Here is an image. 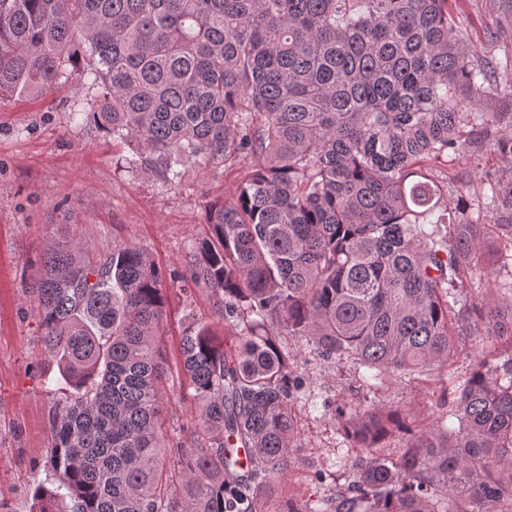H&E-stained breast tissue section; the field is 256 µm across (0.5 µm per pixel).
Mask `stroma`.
Wrapping results in <instances>:
<instances>
[{"label": "stroma", "instance_id": "obj_1", "mask_svg": "<svg viewBox=\"0 0 512 512\" xmlns=\"http://www.w3.org/2000/svg\"><path fill=\"white\" fill-rule=\"evenodd\" d=\"M455 20L482 56L499 62L492 79L499 94L512 92V69L502 66L512 59V0H459ZM95 96L64 78L41 95L0 104V498L12 512H30L29 488L45 479L43 464L50 454L51 389L58 368L40 342L38 311L26 293L44 250L67 224L94 254L109 252L117 242L132 243L164 269H185L191 244L210 232L203 202L232 186L223 173L199 164L188 165L182 184L172 188L123 171L120 161L132 146L113 142L93 122L74 117ZM481 169L512 177V158L471 147L437 166L435 175L453 194ZM504 245L497 237L488 242L471 279L458 290L463 301L479 299L499 276ZM213 302L205 288L187 294L171 289L156 338L169 369L167 439L188 448L197 446L198 435L179 339L188 314L223 333ZM280 342L304 394L294 405L299 434L290 450V472L266 499L265 512H283L289 501L300 512L331 506L360 454L342 432L341 415L378 403L428 421L443 390H455L479 356L503 350L496 337L465 333L456 340L450 364L419 375H387L370 392L350 360L322 357L303 336L284 335Z\"/></svg>", "mask_w": 512, "mask_h": 512}]
</instances>
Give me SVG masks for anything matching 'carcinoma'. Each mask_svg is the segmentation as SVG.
I'll use <instances>...</instances> for the list:
<instances>
[{
  "instance_id": "1",
  "label": "carcinoma",
  "mask_w": 512,
  "mask_h": 512,
  "mask_svg": "<svg viewBox=\"0 0 512 512\" xmlns=\"http://www.w3.org/2000/svg\"><path fill=\"white\" fill-rule=\"evenodd\" d=\"M451 2L0 0V104L73 77L101 91L94 120L135 146L132 171L175 187L189 160L250 163L182 273L129 243L91 256L75 230L48 248L27 293L61 397L32 512H263L298 437L283 333L372 371L371 389L448 363L472 324L456 289L493 232L512 237V178L479 177L509 218L487 224L430 175L476 120L512 156L485 108L493 63ZM169 287L209 289L224 323L222 345L196 321L180 339L196 448L163 431ZM488 299V335L512 339V283ZM342 429L365 455L331 512H512V356L479 361L428 423L372 405Z\"/></svg>"
}]
</instances>
